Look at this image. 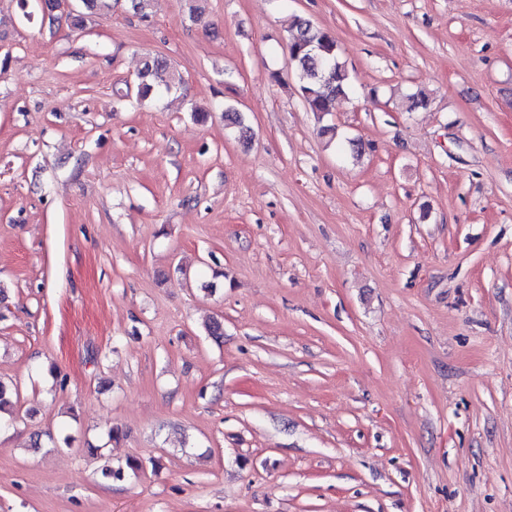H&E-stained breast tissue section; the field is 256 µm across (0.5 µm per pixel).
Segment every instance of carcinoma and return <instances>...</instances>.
Returning <instances> with one entry per match:
<instances>
[{"mask_svg": "<svg viewBox=\"0 0 512 512\" xmlns=\"http://www.w3.org/2000/svg\"><path fill=\"white\" fill-rule=\"evenodd\" d=\"M117 3L118 0H84L85 8L99 16L108 15ZM288 47L307 109L316 114L331 111L336 99L346 95L351 85V76L341 61L335 37L310 20L296 16L288 29ZM165 66V61L159 58L144 63L137 84L141 101L152 102L164 92L182 90V77L175 72L168 75L164 89L155 86L153 77ZM224 125L235 130L239 138L251 139V128L236 108L224 109Z\"/></svg>", "mask_w": 512, "mask_h": 512, "instance_id": "obj_1", "label": "carcinoma"}]
</instances>
